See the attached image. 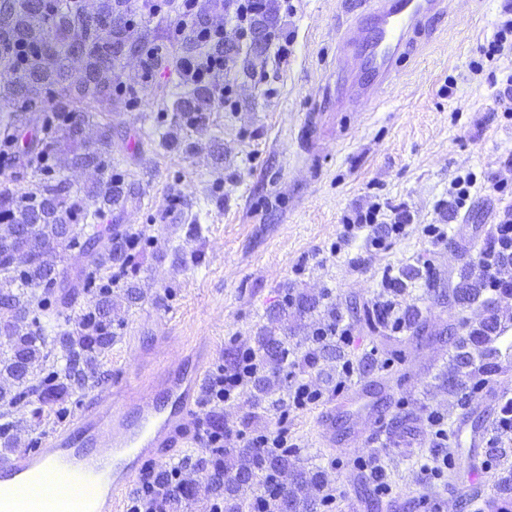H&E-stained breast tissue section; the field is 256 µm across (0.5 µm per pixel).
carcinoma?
<instances>
[{"label": "carcinoma", "mask_w": 512, "mask_h": 512, "mask_svg": "<svg viewBox=\"0 0 512 512\" xmlns=\"http://www.w3.org/2000/svg\"><path fill=\"white\" fill-rule=\"evenodd\" d=\"M0 10V66L11 69L15 79L0 94L20 108L0 115V144L14 149L22 173L46 174L53 167H108L111 140L98 120L96 105L112 100V69L126 58L129 48L139 57L155 45L150 29L131 31V0H97L95 11L69 2L47 0L32 5L22 0ZM213 88L190 83L176 99V112L208 108ZM51 103L52 115L41 130L28 127L26 112L42 111ZM131 193L125 180L111 177L93 184L85 195L62 182L45 181L39 194L50 205L48 218L33 223L31 194L12 182H0V443H16L25 422L40 424L45 413H68L72 398L96 386L101 378V358L112 347L126 324L128 311L145 301L146 293L135 283L143 250L142 233L120 235L121 254L95 249L105 227L89 218L124 205ZM96 209L89 210L86 199ZM76 249L86 257L77 284L61 286L59 252ZM88 296L79 316L78 330L60 332L61 310L72 306L76 292ZM499 335L496 321L487 320L470 333V342L488 345ZM468 342V343H470ZM256 353H265L283 365L288 361L285 337L266 328L257 337ZM468 343H456L451 356L457 365L473 363ZM334 353L332 345H318L293 366L314 367L321 353ZM183 474L209 472L210 486L195 492L196 481H178L169 490L164 509L196 505L217 493L224 498V512H244L267 507L259 498L263 490L273 495L280 509L281 495L288 496L293 512H318L324 507L322 491L326 469L306 470L297 465L288 448H270L261 454L245 448L233 454L224 448L209 449L208 456L185 459Z\"/></svg>", "instance_id": "carcinoma-1"}]
</instances>
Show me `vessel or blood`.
<instances>
[{
  "label": "vessel or blood",
  "instance_id": "b4317fda",
  "mask_svg": "<svg viewBox=\"0 0 512 512\" xmlns=\"http://www.w3.org/2000/svg\"><path fill=\"white\" fill-rule=\"evenodd\" d=\"M439 0H374L370 24L343 37L339 53L356 70L344 99L378 97L413 35L438 15ZM211 346L200 340L186 357L159 364L155 378L105 377L73 417L36 447L0 457V512H18L35 481L65 474L79 495L31 512H116L118 498L141 481L147 463L179 448L197 428Z\"/></svg>",
  "mask_w": 512,
  "mask_h": 512
}]
</instances>
